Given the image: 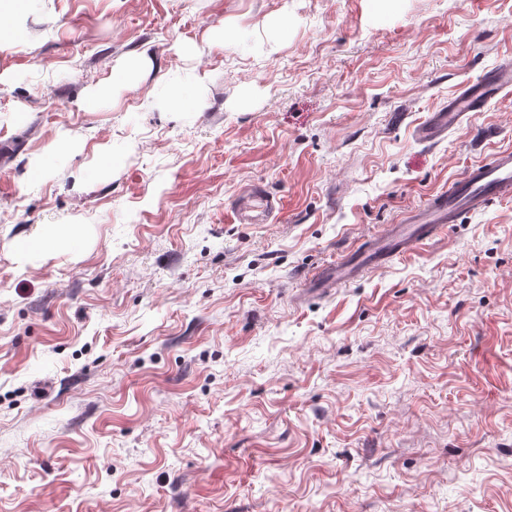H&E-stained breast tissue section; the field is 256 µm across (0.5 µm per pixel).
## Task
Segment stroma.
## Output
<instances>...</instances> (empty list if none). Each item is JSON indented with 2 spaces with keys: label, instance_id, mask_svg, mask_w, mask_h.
Masks as SVG:
<instances>
[{
  "label": "stroma",
  "instance_id": "obj_1",
  "mask_svg": "<svg viewBox=\"0 0 512 512\" xmlns=\"http://www.w3.org/2000/svg\"><path fill=\"white\" fill-rule=\"evenodd\" d=\"M511 57L512 0L1 14L0 512H512V198L307 285L512 149V90L414 135ZM149 63L150 59L145 52L127 60L117 70L113 79V87L115 85L124 86L127 88L137 87L139 82L137 76L145 69ZM485 80L464 86L456 96L448 100V106L439 112H432L427 121L416 129L417 138L423 142L435 141L459 125L468 117L469 112H477L485 93ZM280 209L279 198L260 185H252L241 192L231 211L238 224H261ZM81 231L82 229L78 225H49L39 237L28 240L25 243V248L44 251L51 248L67 247L73 239L81 235Z\"/></svg>",
  "mask_w": 512,
  "mask_h": 512
}]
</instances>
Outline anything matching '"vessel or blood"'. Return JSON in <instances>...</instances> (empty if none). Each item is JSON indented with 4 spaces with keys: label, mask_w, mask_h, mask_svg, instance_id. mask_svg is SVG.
I'll use <instances>...</instances> for the list:
<instances>
[{
    "label": "vessel or blood",
    "mask_w": 512,
    "mask_h": 512,
    "mask_svg": "<svg viewBox=\"0 0 512 512\" xmlns=\"http://www.w3.org/2000/svg\"><path fill=\"white\" fill-rule=\"evenodd\" d=\"M484 95L482 82L464 86L450 98L447 106L431 113L416 130L424 142H432L459 125L469 113L477 111ZM512 197V150L494 153L488 160L471 164L448 190L440 192L421 209L409 214L404 223L393 225L384 236L360 250L345 254L336 264L323 269L315 282L322 288H340L363 272L386 261L403 257L433 237L447 225L457 223L465 214L480 210L488 203ZM279 198L262 186L245 188L232 208L240 224H261L280 210Z\"/></svg>",
    "instance_id": "b4317fda"
}]
</instances>
